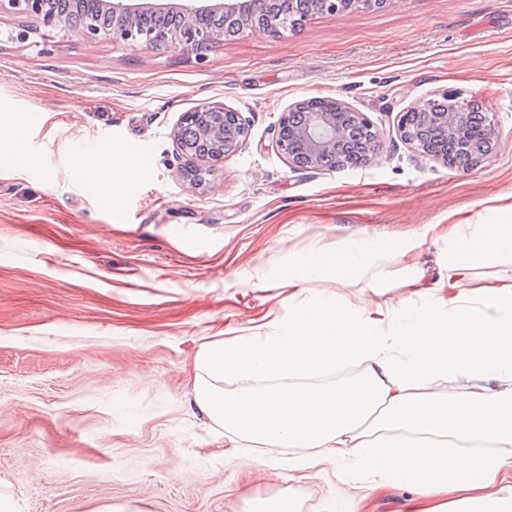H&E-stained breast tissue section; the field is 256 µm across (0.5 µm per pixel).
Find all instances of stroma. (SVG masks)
I'll return each mask as SVG.
<instances>
[{
    "mask_svg": "<svg viewBox=\"0 0 512 512\" xmlns=\"http://www.w3.org/2000/svg\"><path fill=\"white\" fill-rule=\"evenodd\" d=\"M0 41V116L19 113L33 164H0V492L21 512H247L253 494L326 512L335 477L266 468L287 449L243 442L256 465L194 414L201 344L288 314L278 277L314 241L421 242L428 281L446 264L436 225L490 221L512 194V0H389L316 14L301 31L257 30L198 59L45 32ZM451 93L475 100L499 132L491 157L461 170L421 154L402 116ZM329 97L382 134L365 166L300 169L275 146L283 112ZM221 103L248 124L201 184L173 138L183 112ZM122 145L149 164L104 200L75 157ZM196 238L190 248L186 238ZM311 292L391 303L366 281H309Z\"/></svg>",
    "mask_w": 512,
    "mask_h": 512,
    "instance_id": "1",
    "label": "stroma"
}]
</instances>
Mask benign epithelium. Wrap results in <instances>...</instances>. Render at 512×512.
<instances>
[{"mask_svg": "<svg viewBox=\"0 0 512 512\" xmlns=\"http://www.w3.org/2000/svg\"><path fill=\"white\" fill-rule=\"evenodd\" d=\"M84 4L77 24L63 13L47 9V0H0V12L28 16L37 19L43 27L63 29L73 26L82 39L92 45L108 41L114 45L139 44L154 51L198 52L203 43L224 40V33L205 25L210 16L226 12L249 13L253 15L246 25L248 29H259L272 37L288 33V25L255 18L261 0H227L225 3L208 5L181 4L176 8L177 23L167 27L144 30L141 20L147 14L160 15L170 11L164 4L143 6L131 0H81ZM374 0H316L321 12H347L357 5H371ZM299 102L283 113L275 138L279 151L296 167H316L312 160L345 147L348 142V129L343 123V114L349 110L344 102L333 99L325 111L301 112ZM229 108L222 104L203 105L182 114L174 130V140L188 162L195 160H223L227 143L235 138H245L248 127L240 113H235L233 127L224 130V137L216 140L213 133L224 125V113ZM431 128L455 137L460 154L469 158L466 168H471L485 160L491 151L479 147V142L495 143L497 133L495 122L487 113L479 111V105L458 101L443 112L427 115Z\"/></svg>", "mask_w": 512, "mask_h": 512, "instance_id": "benign-epithelium-1", "label": "benign epithelium"}]
</instances>
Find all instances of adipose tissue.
Masks as SVG:
<instances>
[{
	"instance_id": "1",
	"label": "adipose tissue",
	"mask_w": 512,
	"mask_h": 512,
	"mask_svg": "<svg viewBox=\"0 0 512 512\" xmlns=\"http://www.w3.org/2000/svg\"><path fill=\"white\" fill-rule=\"evenodd\" d=\"M125 160L117 148L74 165L108 196V173ZM494 214L445 228L444 282L423 290L419 276L396 280L419 288L417 305L356 304L305 287L365 277L407 245L311 244L281 276L287 318L198 350L197 411L231 436L289 449L292 480L329 472L346 485L402 489L408 512H512V281L468 285L474 267L512 253V203ZM349 366L357 378L312 381Z\"/></svg>"
}]
</instances>
